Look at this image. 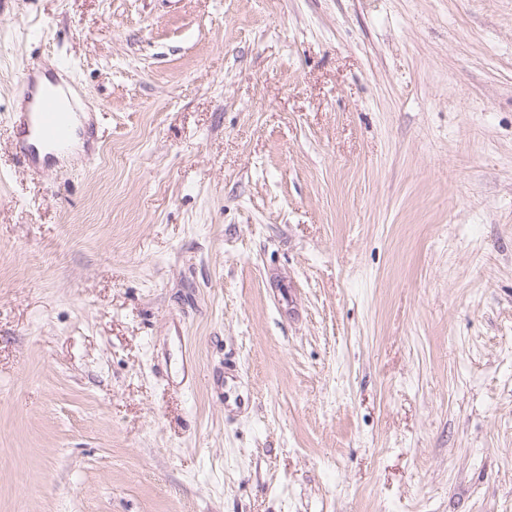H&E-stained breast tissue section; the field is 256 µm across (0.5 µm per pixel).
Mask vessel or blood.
<instances>
[{
    "instance_id": "1",
    "label": "vessel or blood",
    "mask_w": 512,
    "mask_h": 512,
    "mask_svg": "<svg viewBox=\"0 0 512 512\" xmlns=\"http://www.w3.org/2000/svg\"><path fill=\"white\" fill-rule=\"evenodd\" d=\"M20 92L35 98L36 109L19 114V152L30 169L39 167L43 150L51 154L67 152L71 147L73 115L53 93L36 95L33 86L23 84Z\"/></svg>"
}]
</instances>
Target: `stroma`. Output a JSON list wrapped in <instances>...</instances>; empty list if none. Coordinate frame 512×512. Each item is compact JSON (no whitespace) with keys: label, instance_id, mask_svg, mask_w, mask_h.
Listing matches in <instances>:
<instances>
[{"label":"stroma","instance_id":"35a3bbf8","mask_svg":"<svg viewBox=\"0 0 512 512\" xmlns=\"http://www.w3.org/2000/svg\"><path fill=\"white\" fill-rule=\"evenodd\" d=\"M0 512H512V0H0ZM19 125V152L23 161L36 173L41 160L70 150L73 114L67 112L61 99L54 93L43 94L36 102L35 112H21ZM49 149L41 157V151Z\"/></svg>","mask_w":512,"mask_h":512}]
</instances>
